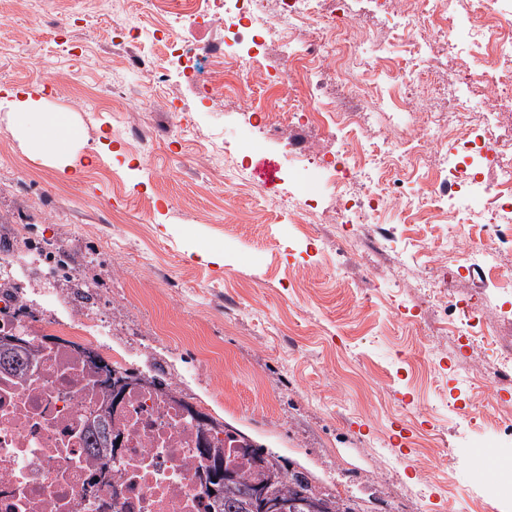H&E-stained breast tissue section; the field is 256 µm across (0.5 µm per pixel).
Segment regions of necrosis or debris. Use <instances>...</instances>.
Here are the masks:
<instances>
[{"label":"necrosis or debris","mask_w":512,"mask_h":512,"mask_svg":"<svg viewBox=\"0 0 512 512\" xmlns=\"http://www.w3.org/2000/svg\"><path fill=\"white\" fill-rule=\"evenodd\" d=\"M156 2L181 27L206 15L224 26V41L202 45L166 29L155 32L170 58L187 59L181 70L186 82H200L202 59L225 70L228 87L252 82L265 42L276 33L287 60L304 63L308 76L314 106L294 110L298 127L331 133L340 128L351 142L366 129L368 79L349 65L356 49L348 38V0H278L270 13L263 0ZM404 2L392 25L403 59L389 67V90L405 87L415 95L428 87L448 41L470 78L449 108L451 124L425 123L414 150L387 137L359 155L345 145L316 158L344 195L335 221L357 238L386 211L429 206L451 218L467 211L473 197L490 199L468 232L449 238L448 252L459 270L501 281L498 254L512 244V162L498 136L512 127V0ZM477 55L483 66L474 71L470 63ZM490 96L497 103L488 108ZM442 143L447 156L415 196L397 188L374 190L378 172L416 167L430 147ZM458 272L428 281L426 296L454 300L448 333L460 342L481 335L482 324L478 305L457 296L452 282ZM101 332L97 316L77 312L49 329H33L39 351L24 374L0 371V512H207V473L196 449L205 441L237 460L236 441L198 421L184 396L146 377H126L124 358L99 342ZM101 415L120 441L103 468L87 446Z\"/></svg>","instance_id":"1"}]
</instances>
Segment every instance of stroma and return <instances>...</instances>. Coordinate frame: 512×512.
<instances>
[{"mask_svg":"<svg viewBox=\"0 0 512 512\" xmlns=\"http://www.w3.org/2000/svg\"><path fill=\"white\" fill-rule=\"evenodd\" d=\"M118 23L167 59L153 31L169 21L149 0H0V89L31 92L71 133L63 161L31 145L27 116L0 109V251L23 237L65 251L97 286L89 300L46 285L34 262L36 320L103 305L102 341L131 369L175 378L207 414L357 512H477L469 450L498 448L501 428L469 412L512 401L490 365L493 344H512L500 328L512 295L488 292L473 348L445 334L425 341V324L446 315L424 304L417 264L399 268L373 242L356 250L335 225L268 207L273 197L303 204L309 185L336 203L329 179L286 150L298 138L321 150L325 135L284 122L270 138L255 121L278 111L287 86L228 90L213 74L209 108L174 79L144 98L139 72L110 49ZM439 81L398 126L371 95L369 140L410 139L419 113L446 110L450 65ZM448 230L422 212L408 237L430 243L440 264ZM194 249L222 253L223 265Z\"/></svg>","mask_w":512,"mask_h":512,"instance_id":"obj_1","label":"stroma"}]
</instances>
